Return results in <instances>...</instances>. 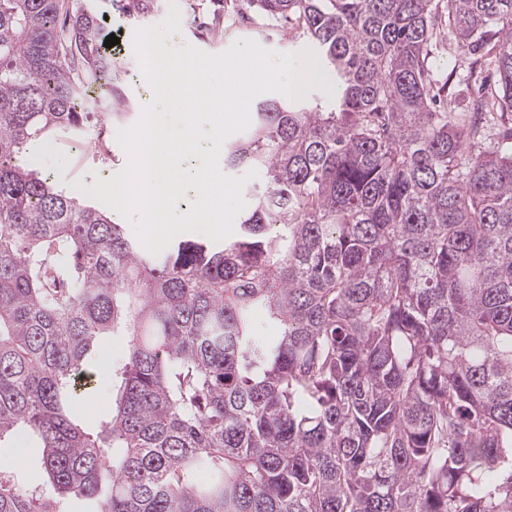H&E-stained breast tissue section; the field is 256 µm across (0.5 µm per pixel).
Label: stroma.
Instances as JSON below:
<instances>
[{"label": "stroma", "mask_w": 512, "mask_h": 512, "mask_svg": "<svg viewBox=\"0 0 512 512\" xmlns=\"http://www.w3.org/2000/svg\"><path fill=\"white\" fill-rule=\"evenodd\" d=\"M66 6H94L107 14L106 33H119L121 51L114 54L113 79L117 93L112 99L92 98L89 107L97 120L80 134L60 137L54 151H44L42 143H34L31 154L37 159V170L51 174L65 188L74 181L92 186L96 179H110L128 162L127 153L116 141V131L136 124L142 108L150 101V90L145 83L137 61L134 32L137 28L161 21L168 9V0H158L156 8L145 18L130 19L111 5V0H64ZM182 16L181 33L165 41L166 47L192 44L209 52L219 53L234 41L248 38L262 46L279 52H298L308 48L306 39L291 33L287 23L278 21L271 28L233 16L224 23L221 36L212 37L196 28L198 22L213 21L216 16L214 0H178ZM431 76L437 84L448 85L459 102L477 96L481 86L492 85L494 73L485 69L481 77L472 76L466 57L449 53L448 28L440 26L429 61ZM9 453L0 457V470L11 475L20 488L31 490L43 486L45 472L41 465V452L24 437L9 440Z\"/></svg>", "instance_id": "stroma-1"}]
</instances>
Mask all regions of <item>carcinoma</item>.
Returning <instances> with one entry per match:
<instances>
[{
    "label": "carcinoma",
    "mask_w": 512,
    "mask_h": 512,
    "mask_svg": "<svg viewBox=\"0 0 512 512\" xmlns=\"http://www.w3.org/2000/svg\"><path fill=\"white\" fill-rule=\"evenodd\" d=\"M244 2L315 45L334 109L256 103L224 146L263 173L238 235L154 256L28 164L112 95L99 18L0 0V446L48 478L0 477V512H512V0ZM442 18L496 77L464 108L436 109ZM128 337L127 336H109L106 338L99 350V355L97 356V363L100 364L101 361H108L107 364L102 365L106 366L100 369L98 378L96 381L90 385L89 388H86L84 394H102L107 402L110 401V393L112 392V372L110 363L112 359H115L119 355H121L122 351L127 347ZM109 348L110 353L102 352V348ZM83 394V395H84ZM11 448H23L21 453L12 450L1 460L2 470L11 475L21 489L31 490L45 484V472L41 465V452L24 437L5 441Z\"/></svg>",
    "instance_id": "carcinoma-1"
}]
</instances>
